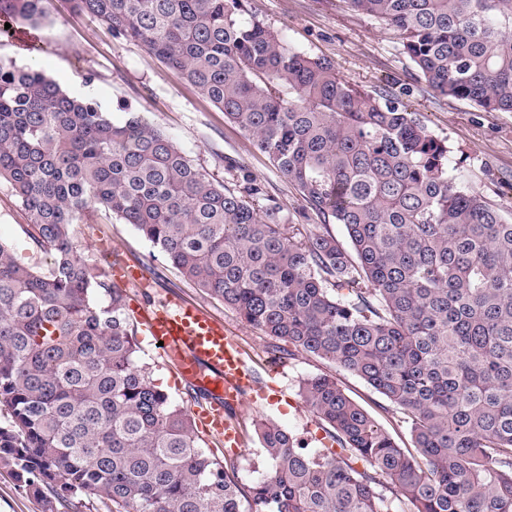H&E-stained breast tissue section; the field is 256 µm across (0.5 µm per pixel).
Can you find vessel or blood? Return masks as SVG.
I'll return each mask as SVG.
<instances>
[{"mask_svg":"<svg viewBox=\"0 0 512 512\" xmlns=\"http://www.w3.org/2000/svg\"><path fill=\"white\" fill-rule=\"evenodd\" d=\"M131 311L153 341L159 342L160 356L185 382L205 393L197 410L205 434L237 438L226 409L255 388L256 377L251 357L223 321L176 295L152 305L136 304Z\"/></svg>","mask_w":512,"mask_h":512,"instance_id":"1","label":"vessel or blood"}]
</instances>
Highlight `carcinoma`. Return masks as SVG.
<instances>
[{"mask_svg": "<svg viewBox=\"0 0 512 512\" xmlns=\"http://www.w3.org/2000/svg\"><path fill=\"white\" fill-rule=\"evenodd\" d=\"M398 39L423 80L512 112V0H346ZM178 70L291 181L329 231L290 224L260 187L193 165L136 112L115 123L43 73L0 63V179L51 257L0 242V463L44 512H512V220L448 174L449 148L399 100L291 47L244 0H64ZM41 0H0L29 23ZM131 224L272 351L361 377L413 447L333 375L300 396L335 447L255 422L272 460L238 482L137 360L126 293L79 254L88 209ZM347 287V294L339 293Z\"/></svg>", "mask_w": 512, "mask_h": 512, "instance_id": "cac0c4a2", "label": "carcinoma"}]
</instances>
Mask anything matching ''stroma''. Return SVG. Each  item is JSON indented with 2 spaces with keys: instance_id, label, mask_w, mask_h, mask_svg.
Masks as SVG:
<instances>
[{
  "instance_id": "1",
  "label": "stroma",
  "mask_w": 512,
  "mask_h": 512,
  "mask_svg": "<svg viewBox=\"0 0 512 512\" xmlns=\"http://www.w3.org/2000/svg\"><path fill=\"white\" fill-rule=\"evenodd\" d=\"M248 7L291 46L333 60L343 80L382 89L419 113L428 128L446 140L454 175L490 202L512 209V112H482L468 102L435 93L417 80L414 65L399 42L374 19L350 9L345 0H249ZM0 62L42 72L69 95L98 103L112 121L139 113L168 134L194 165L226 187L236 190L242 188L244 179H252L262 190L257 205L277 203L292 224L316 223L315 214L287 177L180 73L144 45L112 35L98 20L72 15L63 0H43L37 26L0 25ZM29 222L11 185L1 180L0 241L8 244L19 264L47 269L49 256L39 252L24 231ZM74 230L82 258L97 271L110 272V262L116 258L144 268L146 286L130 287L129 295L145 303L169 294L180 296L223 320L242 346L260 360L277 361L281 370L277 384L284 399L247 397L235 410L241 424L242 446L235 454L242 486H252L271 466L251 428L253 420L272 422L307 447H318L322 430L299 396L301 381L318 374L336 375L346 394L399 447H410L409 430L393 414L392 404L362 378L302 353L274 359L268 351L270 337L243 323L221 301L185 279L133 225L100 209ZM136 339L138 359L151 368L155 384L184 411H193L184 386L176 383L173 368L163 363L145 332L137 331ZM0 512H43L41 502L4 465H0Z\"/></svg>"
}]
</instances>
